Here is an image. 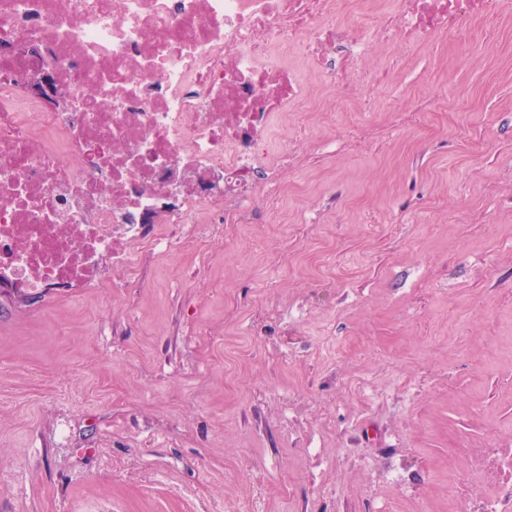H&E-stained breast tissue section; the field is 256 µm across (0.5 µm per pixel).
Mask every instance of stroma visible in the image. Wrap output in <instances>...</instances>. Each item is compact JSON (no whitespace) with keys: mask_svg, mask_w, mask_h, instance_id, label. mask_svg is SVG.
I'll return each mask as SVG.
<instances>
[{"mask_svg":"<svg viewBox=\"0 0 512 512\" xmlns=\"http://www.w3.org/2000/svg\"><path fill=\"white\" fill-rule=\"evenodd\" d=\"M309 82L336 121L278 212L133 288L0 296V512H448L455 440L512 448V21Z\"/></svg>","mask_w":512,"mask_h":512,"instance_id":"obj_1","label":"stroma"}]
</instances>
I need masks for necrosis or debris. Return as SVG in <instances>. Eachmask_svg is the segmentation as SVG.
<instances>
[{"label": "necrosis or debris", "instance_id": "1", "mask_svg": "<svg viewBox=\"0 0 512 512\" xmlns=\"http://www.w3.org/2000/svg\"><path fill=\"white\" fill-rule=\"evenodd\" d=\"M512 0H0V288L27 300L135 287L137 245L275 210L317 73L369 87L374 44L425 47ZM51 73L58 97L32 92ZM168 228L157 236L155 225ZM448 512H512V448L459 443Z\"/></svg>", "mask_w": 512, "mask_h": 512}]
</instances>
